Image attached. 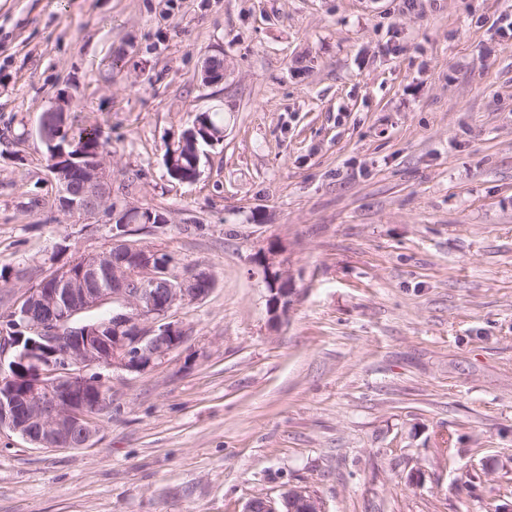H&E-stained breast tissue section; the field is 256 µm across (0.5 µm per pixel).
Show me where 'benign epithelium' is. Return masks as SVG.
<instances>
[{"instance_id": "1", "label": "benign epithelium", "mask_w": 512, "mask_h": 512, "mask_svg": "<svg viewBox=\"0 0 512 512\" xmlns=\"http://www.w3.org/2000/svg\"><path fill=\"white\" fill-rule=\"evenodd\" d=\"M207 84L224 78V60L210 57L203 70ZM70 102L61 100L50 107L38 126L40 139L49 146L66 126ZM50 172L61 176V193L66 211L94 215L108 208L112 200V174L104 157L94 165H76L62 175L58 152ZM122 231L113 233L112 243L121 244L132 224H144L141 207L126 208ZM274 245L258 257L269 289L268 312L277 321L287 314L296 298V289L285 287L287 274L278 260ZM154 250H134L127 259L131 268L114 261L108 249L88 253L76 272L56 267L47 288L28 290L27 303L13 310L22 327L34 335L28 346L20 347L0 336V356L10 354V366L29 363L35 379L29 388L11 390L0 397V431L8 430L36 448H79L91 445L99 429L95 417L112 409V398L101 392L92 401L82 397L88 384L99 382L101 367L140 373L165 360L187 339L189 332L171 319L174 308L203 300L210 289L203 278L192 272L176 282L160 279L162 267L154 262ZM106 305L112 306V319L104 323L73 325L76 317ZM293 503L300 512H325L319 498L302 487H288L278 498L251 499L245 512L259 507L262 512H284Z\"/></svg>"}]
</instances>
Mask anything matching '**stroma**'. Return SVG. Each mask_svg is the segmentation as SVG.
Returning <instances> with one entry per match:
<instances>
[{
    "label": "stroma",
    "mask_w": 512,
    "mask_h": 512,
    "mask_svg": "<svg viewBox=\"0 0 512 512\" xmlns=\"http://www.w3.org/2000/svg\"><path fill=\"white\" fill-rule=\"evenodd\" d=\"M64 97L113 202L168 219L135 240L216 285L165 362L102 370L91 446L0 432V512H244L288 485L326 512H512V0H0V315L110 243L55 206L37 127ZM203 112L224 136L173 181ZM280 251L275 245H271L267 251L258 257V263L263 267L266 282L270 283L275 280L276 275L278 281L275 283L276 288L270 283L268 288L270 296L268 298V312L271 314L273 321H278L282 315L289 312L296 298V289L287 288V274L284 270L283 263L278 260ZM280 285L282 288H277Z\"/></svg>",
    "instance_id": "1"
}]
</instances>
